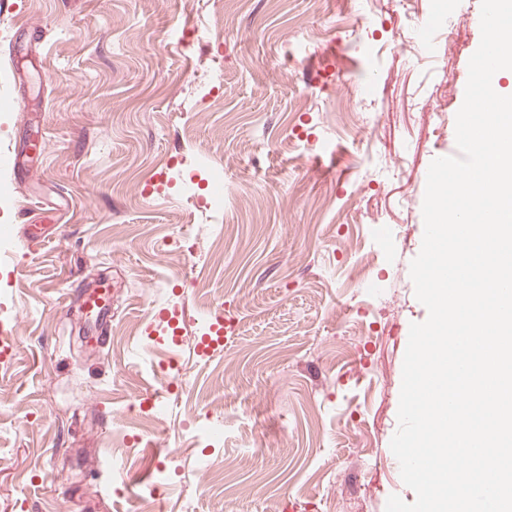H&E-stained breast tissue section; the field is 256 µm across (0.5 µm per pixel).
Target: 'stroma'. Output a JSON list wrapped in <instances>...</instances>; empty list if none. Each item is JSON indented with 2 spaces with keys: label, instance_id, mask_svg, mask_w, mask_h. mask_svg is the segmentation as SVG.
<instances>
[{
  "label": "stroma",
  "instance_id": "stroma-1",
  "mask_svg": "<svg viewBox=\"0 0 512 512\" xmlns=\"http://www.w3.org/2000/svg\"><path fill=\"white\" fill-rule=\"evenodd\" d=\"M0 0V512H385L428 168L455 142L474 0ZM224 172L213 208L209 174ZM23 212L24 223L14 221ZM109 274L100 345L78 298ZM224 346L195 350L208 313ZM164 420L126 406L161 388Z\"/></svg>",
  "mask_w": 512,
  "mask_h": 512
}]
</instances>
